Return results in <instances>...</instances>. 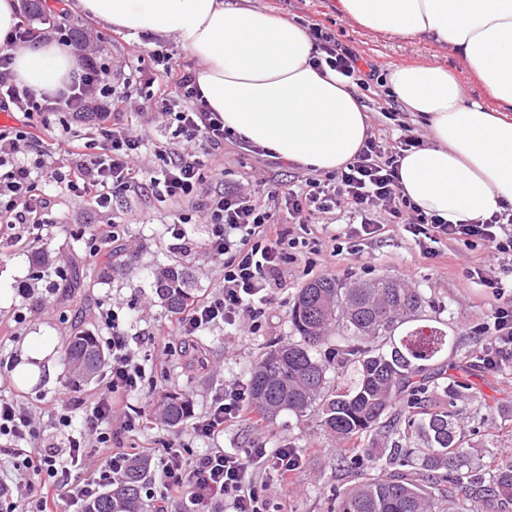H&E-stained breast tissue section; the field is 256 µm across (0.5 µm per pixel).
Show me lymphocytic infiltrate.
<instances>
[{
	"instance_id": "1",
	"label": "lymphocytic infiltrate",
	"mask_w": 512,
	"mask_h": 512,
	"mask_svg": "<svg viewBox=\"0 0 512 512\" xmlns=\"http://www.w3.org/2000/svg\"><path fill=\"white\" fill-rule=\"evenodd\" d=\"M53 33L59 45H74L80 51L69 82L53 94L20 84L12 68L14 50L37 40L34 28L21 23L0 39V104L21 116L19 125L0 129V223L29 233L47 224L46 204L35 195L38 177L68 195L91 199L101 208L117 194L138 196L149 190L168 198L173 206L169 231L187 253L192 250L185 229L189 214L202 213L208 226L207 246L224 259L218 291L178 312L176 337L159 338L150 332L144 335V343L167 355L175 340L199 335L218 323L235 324L244 314L254 319L262 316L270 290L281 284L283 266L297 260V247L316 254L309 240L315 216L346 205L361 218L344 234L348 253L354 257L359 254L357 239L381 231L377 219L381 212L387 213L392 223L402 225L422 254H432L434 244L444 240L484 247L483 260L468 271L470 279L491 288L496 301L490 321L479 329L488 339L482 365L493 371L512 363V289L487 277L492 266L512 255V207L463 224L449 223L419 209L402 193L399 179L404 151L423 144L417 132L393 145L367 137L344 168L324 179L305 178L280 198L263 199L240 186L213 193L204 188L207 178L197 150H220L236 135L206 103L195 71L174 61L160 41L148 51L150 63L139 67L136 81L114 84L109 79V63L91 30H84L78 39L59 26ZM310 34L314 67H329L352 82L361 76L357 55L338 48L332 34L316 24ZM136 97L176 127V144L155 147L160 166L154 170L139 163L148 143L145 134H132L112 119L120 106ZM56 112L68 113L73 123L102 139L103 152L86 153L84 144L62 132L58 150L74 157L75 162L66 167L52 159L42 149V136ZM284 219L298 226L299 235L290 238L280 231ZM100 317L110 331L111 360L105 386L90 400L61 396L51 406L58 427H77V435L68 436L60 447L43 445L40 423L32 410L16 399L0 398V438L6 441L0 452L12 458L17 485L27 488L26 494L9 497L6 512H56L60 501H88L102 488L116 484L131 462L130 451L115 446L110 425L118 418L125 431L139 426L144 410L132 405L129 398L139 392L144 368L118 311L106 308ZM246 402L243 389L226 391L193 423L194 434L217 438L226 423L243 417ZM89 439L95 442L90 451L85 448ZM90 453L99 466L86 476L82 470ZM139 458L153 466L161 486L155 512H174L183 500L199 507L216 498L223 499L231 512H271L257 475L274 473L284 481L302 461L297 449L288 447L209 448L192 456L173 442L165 443L162 454L144 451Z\"/></svg>"
}]
</instances>
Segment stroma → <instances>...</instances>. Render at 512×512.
<instances>
[{
	"label": "stroma",
	"instance_id": "obj_1",
	"mask_svg": "<svg viewBox=\"0 0 512 512\" xmlns=\"http://www.w3.org/2000/svg\"><path fill=\"white\" fill-rule=\"evenodd\" d=\"M257 4L304 28L320 24L341 47L372 65L378 80L369 88L358 90L357 95L369 117L370 135L381 137L388 144H395L405 128H414L421 134L426 131L420 115L406 111L402 104L389 102L388 75L396 66L430 63L448 68L471 98L484 97L457 53L421 38L371 32L343 14L338 0H257ZM61 22L72 29L90 27L99 31L104 37L102 52L111 60L114 76L119 80L137 65L133 47L148 50L156 41L149 34L119 36L117 30L70 9L65 10ZM222 163L223 175L207 183L210 191L243 185L258 188L264 194L281 192L296 184L306 171L305 166L282 160L249 143H225ZM42 195L50 202L49 222L43 230L24 234L18 241L12 229L0 228V395L16 398L41 413L44 441L54 444L60 442L62 435L48 413L52 400L63 391L76 400L87 398L103 379L98 373L81 388L70 387L59 354L62 343L78 330L106 339L108 332L99 312L110 304L119 307L130 336L169 326L174 316L156 295L150 273L183 266L190 275L192 294L199 301L215 291L221 263L207 247V226L201 214H193L186 226L194 243L191 254H183L177 248L167 230L171 205L157 197L118 195L113 197L111 209L99 210L93 203L52 186H43ZM111 219L121 226L120 240L102 243L97 252H90L79 237L80 231ZM379 220L383 229L375 237L363 240L362 257L357 260L345 253H331L334 237L357 221L350 207L342 206L323 215L317 225L322 253L316 266L308 267L301 259L285 266L283 282L274 289L259 319L258 331H250L245 323H220L205 330L185 350L146 360L142 390L132 396L131 402L147 406L150 413L143 416L135 432L118 434L121 446L154 452L164 441L174 440L197 453L205 450L208 441L195 438L190 423L170 426L153 417V409L159 408L166 392L185 393L192 417L201 416L228 385H246L250 367L271 345L298 341L290 310L299 289L310 279L326 275L347 287L393 276L417 289L427 301V315L447 321L457 337L459 350L449 357L447 365L479 396L477 402L458 406L464 425L481 428L480 434L470 440L474 459L486 458L492 452L504 459L512 458V365L494 373L481 365L484 339L474 328L489 321L494 300L489 288L466 276L467 269L482 258V248L444 241L436 244L434 254L424 255L401 225L390 223L388 214H381ZM37 253L49 257L65 274H78L80 287L48 289L47 279L35 276L33 256ZM20 313L26 319L19 324L15 317ZM30 336H43L50 342L51 371L20 386L13 382L6 362L18 359ZM265 424V429L259 431L247 418L227 423L217 444L246 448L263 442L270 448L297 449L303 455L302 466L286 481L270 479L268 495L281 502L286 512H328L333 491L348 487L354 480L353 472L342 460V443L324 433L313 416L300 421L284 412L266 419Z\"/></svg>",
	"mask_w": 512,
	"mask_h": 512
}]
</instances>
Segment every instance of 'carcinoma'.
Returning a JSON list of instances; mask_svg holds the SVG:
<instances>
[{"label": "carcinoma", "instance_id": "carcinoma-1", "mask_svg": "<svg viewBox=\"0 0 512 512\" xmlns=\"http://www.w3.org/2000/svg\"><path fill=\"white\" fill-rule=\"evenodd\" d=\"M184 273L168 268L157 277L156 293L172 312L184 309L192 294ZM425 299L400 279L379 277L344 288L329 277L300 288L291 321L302 342L275 344L249 372L247 391L254 411L274 417L288 412L303 418L318 410L321 429L346 443L385 434V448H347L344 459L359 481L336 491V512H467L479 501L484 512H512V463L492 453L474 466L468 430L457 419V402L469 400L468 385L454 376L439 385L425 373L427 363L452 353L456 336L424 323ZM351 339L342 367L354 381L329 389L330 365L315 348L331 329ZM76 383L96 373L106 356L96 336L78 332L63 347ZM402 397L404 424L389 421L393 400ZM164 419L179 424L189 401L173 392L162 400ZM423 441L416 450L412 438ZM145 469L132 462L119 483L86 504L84 512H142Z\"/></svg>", "mask_w": 512, "mask_h": 512}]
</instances>
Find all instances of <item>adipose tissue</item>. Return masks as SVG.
Returning <instances> with one entry per match:
<instances>
[{"mask_svg":"<svg viewBox=\"0 0 512 512\" xmlns=\"http://www.w3.org/2000/svg\"><path fill=\"white\" fill-rule=\"evenodd\" d=\"M360 26L423 37L459 54L495 107L468 100L447 68H393L392 93L425 118L428 145L405 152L402 192L419 208L459 224L512 205V0H339ZM74 9L137 36L170 38L199 66L196 80L224 125L281 159L317 171L353 160L369 118L346 80L317 71L299 25L224 0H76ZM76 64L57 44L17 50L18 82L53 92Z\"/></svg>","mask_w":512,"mask_h":512,"instance_id":"adipose-tissue-1","label":"adipose tissue"}]
</instances>
